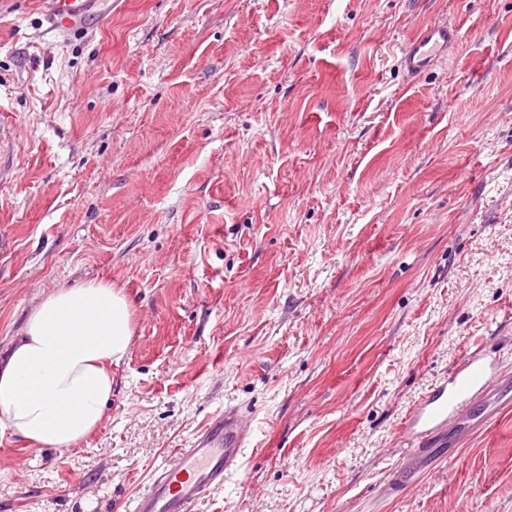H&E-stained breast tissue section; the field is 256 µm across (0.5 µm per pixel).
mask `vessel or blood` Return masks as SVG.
<instances>
[{"instance_id":"b4317fda","label":"vessel or blood","mask_w":512,"mask_h":512,"mask_svg":"<svg viewBox=\"0 0 512 512\" xmlns=\"http://www.w3.org/2000/svg\"><path fill=\"white\" fill-rule=\"evenodd\" d=\"M88 0H47L50 30L65 34L83 29ZM457 27L433 21L402 52L401 65L411 75L430 70L458 38ZM512 406V375L499 358L472 351L459 358L444 379L410 407L404 431L419 448H443L449 431L470 436ZM252 427L235 407L213 415L189 447L177 448L154 466L147 488L136 494L128 512H190L194 503L222 487L250 443Z\"/></svg>"}]
</instances>
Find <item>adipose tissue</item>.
I'll return each mask as SVG.
<instances>
[{
  "instance_id": "obj_1",
  "label": "adipose tissue",
  "mask_w": 512,
  "mask_h": 512,
  "mask_svg": "<svg viewBox=\"0 0 512 512\" xmlns=\"http://www.w3.org/2000/svg\"><path fill=\"white\" fill-rule=\"evenodd\" d=\"M133 311L105 280L49 293L29 314L0 364V428L56 451L101 426L111 366L129 352Z\"/></svg>"
}]
</instances>
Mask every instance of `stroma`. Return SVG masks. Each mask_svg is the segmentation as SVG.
I'll return each instance as SVG.
<instances>
[{"label": "stroma", "instance_id": "1", "mask_svg": "<svg viewBox=\"0 0 512 512\" xmlns=\"http://www.w3.org/2000/svg\"><path fill=\"white\" fill-rule=\"evenodd\" d=\"M3 123L0 358L92 280L135 331L85 443L0 433V512H123L229 405L253 442L191 512H512V410L451 464L401 437L512 340V0H92L75 35L0 0ZM457 27L445 21L435 20L402 52L401 65L410 75H419L430 70L448 46L458 38Z\"/></svg>", "mask_w": 512, "mask_h": 512}]
</instances>
